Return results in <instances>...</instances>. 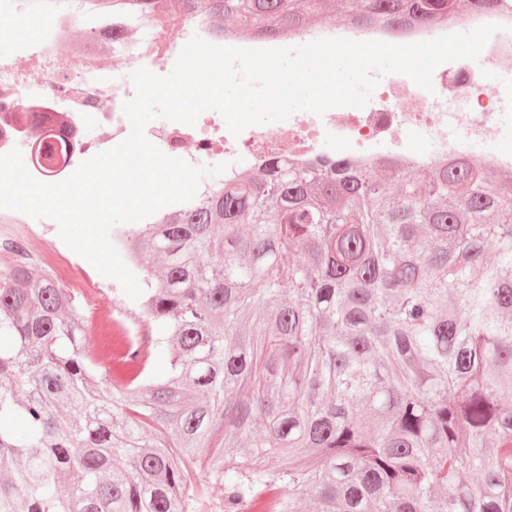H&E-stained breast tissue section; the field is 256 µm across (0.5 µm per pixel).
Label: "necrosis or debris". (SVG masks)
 <instances>
[{
  "instance_id": "necrosis-or-debris-1",
  "label": "necrosis or debris",
  "mask_w": 512,
  "mask_h": 512,
  "mask_svg": "<svg viewBox=\"0 0 512 512\" xmlns=\"http://www.w3.org/2000/svg\"><path fill=\"white\" fill-rule=\"evenodd\" d=\"M497 31L480 53L479 65L460 59L438 65L433 89L425 91L397 74L379 84L361 108L344 106L321 115L303 111L284 120L293 135L288 155L302 163L325 157L326 142L361 167L387 160L422 169L469 157L500 114L484 92L487 73L512 70V0L493 15L467 11L455 24L396 28L327 25L273 39L218 33L211 19L184 14L178 0H163L150 14L113 10L112 0H0V38L12 50L0 54V154L20 149L30 174L41 182L64 181L78 166L112 149L130 134L123 105L134 95L135 68L157 74L173 69L192 37L226 47H297L323 38L410 44L487 23ZM280 128L251 125L232 135L222 115L200 114L195 124L165 121L148 139L165 155L195 167L225 164V178L255 167L264 141L279 148ZM0 258L40 265L83 294L100 287L75 275L67 252L46 238L43 220L0 209Z\"/></svg>"
}]
</instances>
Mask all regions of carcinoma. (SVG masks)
<instances>
[{
  "mask_svg": "<svg viewBox=\"0 0 512 512\" xmlns=\"http://www.w3.org/2000/svg\"><path fill=\"white\" fill-rule=\"evenodd\" d=\"M331 2L181 7L285 35ZM351 2L387 26L458 10ZM111 242L159 268L135 270L148 341L117 339L100 382L75 294L0 269V512H512V183L272 156Z\"/></svg>",
  "mask_w": 512,
  "mask_h": 512,
  "instance_id": "1",
  "label": "carcinoma"
}]
</instances>
